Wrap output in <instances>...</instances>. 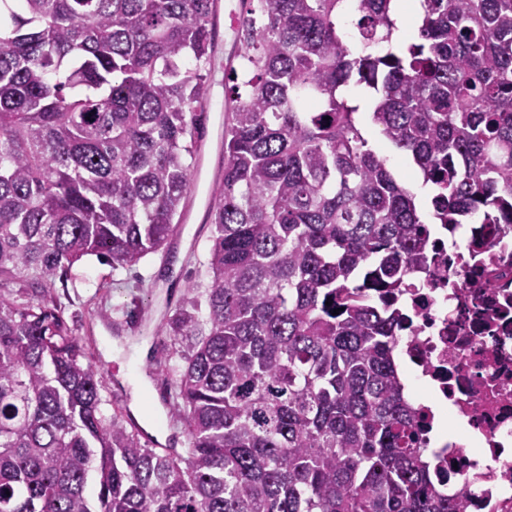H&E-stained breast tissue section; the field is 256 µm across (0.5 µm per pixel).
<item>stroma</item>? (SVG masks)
I'll return each mask as SVG.
<instances>
[{
  "instance_id": "1",
  "label": "stroma",
  "mask_w": 512,
  "mask_h": 512,
  "mask_svg": "<svg viewBox=\"0 0 512 512\" xmlns=\"http://www.w3.org/2000/svg\"><path fill=\"white\" fill-rule=\"evenodd\" d=\"M242 14L241 0H220L221 30L214 42L209 105L196 142L193 183L166 244L117 273L106 259L86 257L75 267V279L55 285L64 318L98 368L105 414L138 409L137 390L129 383L132 374H144L155 388L168 376L178 357L163 328L185 304L188 288L202 290L209 281V211L224 180V84L240 62V36L230 18ZM142 336L148 337L150 351L138 364L133 347Z\"/></svg>"
}]
</instances>
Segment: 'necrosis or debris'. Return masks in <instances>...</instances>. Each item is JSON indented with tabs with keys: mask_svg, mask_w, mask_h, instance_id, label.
<instances>
[{
	"mask_svg": "<svg viewBox=\"0 0 512 512\" xmlns=\"http://www.w3.org/2000/svg\"><path fill=\"white\" fill-rule=\"evenodd\" d=\"M440 230L431 276L407 288L412 326L398 351L415 382L449 409L454 435L430 447L449 495L464 512H512V231L481 248Z\"/></svg>",
	"mask_w": 512,
	"mask_h": 512,
	"instance_id": "obj_1",
	"label": "necrosis or debris"
}]
</instances>
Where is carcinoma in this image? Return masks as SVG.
I'll list each match as a JSON object with an SVG mask.
<instances>
[{"label": "carcinoma", "instance_id": "cac0c4a2", "mask_svg": "<svg viewBox=\"0 0 512 512\" xmlns=\"http://www.w3.org/2000/svg\"><path fill=\"white\" fill-rule=\"evenodd\" d=\"M392 2L245 0L210 280L166 329L191 341L170 453L104 414L52 291L84 257L116 273L172 231L217 0H0V283L25 286L0 296V512H463L419 440L398 298L430 274V225L486 224L492 246L512 224V0H420L401 42ZM365 132L370 145L380 154L387 156L388 165L398 177L410 184H414L415 191L418 193L421 201L425 204L427 201L428 190L426 188H421L420 182L417 178L416 167L412 160L405 154L395 152L387 147L374 127L365 124Z\"/></svg>", "mask_w": 512, "mask_h": 512}]
</instances>
